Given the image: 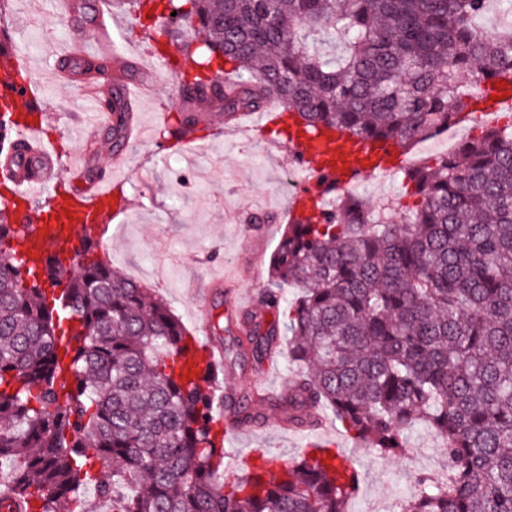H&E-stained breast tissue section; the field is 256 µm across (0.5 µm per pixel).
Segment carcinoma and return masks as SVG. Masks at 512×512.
<instances>
[{"label":"carcinoma","instance_id":"cac0c4a2","mask_svg":"<svg viewBox=\"0 0 512 512\" xmlns=\"http://www.w3.org/2000/svg\"><path fill=\"white\" fill-rule=\"evenodd\" d=\"M487 0H166L173 32L204 43L199 95L224 116L273 99L305 133L411 145L471 111L476 90L512 70V30L475 26ZM94 26L106 17L78 0ZM345 44L337 60L310 35ZM217 68L215 76L207 75ZM470 76L465 86L458 75ZM107 134L123 143L129 107L110 92ZM416 201L394 224L342 192L333 210L292 211L270 259L245 342L263 357L288 334V388L238 404L250 422L274 406L305 423L329 407L356 442L405 455V431L439 438L448 481L425 475L399 512H512V127L489 128L405 173ZM0 211V466L54 512H85L94 485L112 512H346L355 488L335 459L303 456L265 483L224 465L207 383L173 361L192 339L171 307L98 254L76 271L22 259ZM64 286L55 294V287ZM300 294L292 302L284 288ZM286 322H281L280 318Z\"/></svg>","mask_w":512,"mask_h":512}]
</instances>
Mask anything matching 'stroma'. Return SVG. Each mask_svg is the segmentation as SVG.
I'll return each mask as SVG.
<instances>
[{
    "instance_id": "stroma-1",
    "label": "stroma",
    "mask_w": 512,
    "mask_h": 512,
    "mask_svg": "<svg viewBox=\"0 0 512 512\" xmlns=\"http://www.w3.org/2000/svg\"><path fill=\"white\" fill-rule=\"evenodd\" d=\"M112 40L126 58L139 62L155 50L147 20L134 13L113 10ZM81 19L64 20L56 13L29 15L23 0H12L10 34L20 55L35 58L34 71L44 74L58 61L42 53L44 44L63 41L72 35ZM173 63L142 75L129 72L130 79L148 77L153 85L150 112L161 113L156 139L171 137L176 125V75L193 67L198 44L188 37L170 42ZM46 116L39 137L51 145L60 161L77 152L93 156L95 172L110 170L114 145L105 130L89 127L90 115L77 86L61 82L45 95ZM196 143L184 153L173 152L152 162L150 144L127 143L129 158L126 186L133 197L124 223L110 229V241L102 252L128 278L152 288L170 302L187 330H194L190 291L207 285L211 271L246 263L248 254L242 239L248 232L259 233L263 258H270L288 222L281 179L287 170L288 152L269 154L265 140L250 137L223 117L213 116L210 124L198 126ZM367 202L384 195L398 206L413 204L410 186L401 174L369 178L355 187ZM216 331L224 347V371L219 379L224 390L235 395L249 391L259 371L258 363L241 361L238 341L239 320L228 305L226 289L212 295ZM326 432L335 437L346 457L361 475L357 493L349 500L347 512H398L400 503L414 490L418 475H433L446 462L440 444L424 426L407 433L411 450L406 457H386L356 444L349 438L330 410H323ZM304 445L302 432L288 430L279 410H267L261 423L248 428L229 450L233 460L253 459L261 449L278 452L283 460L296 458Z\"/></svg>"
}]
</instances>
